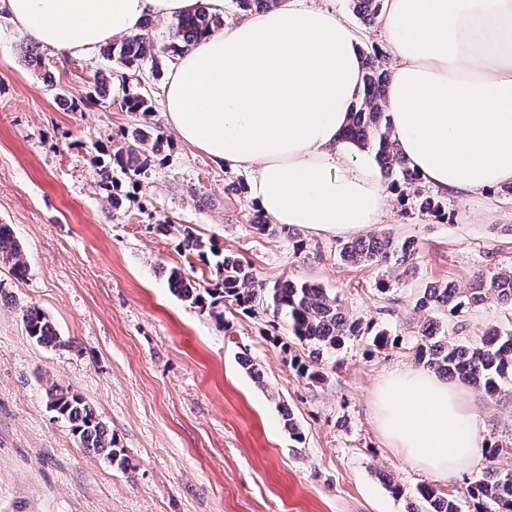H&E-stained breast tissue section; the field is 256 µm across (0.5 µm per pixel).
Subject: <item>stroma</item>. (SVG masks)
<instances>
[{
    "mask_svg": "<svg viewBox=\"0 0 512 512\" xmlns=\"http://www.w3.org/2000/svg\"><path fill=\"white\" fill-rule=\"evenodd\" d=\"M32 41L0 6V224L12 226L29 264L22 279L0 266V512H407L389 482L464 491L479 467L441 481L413 466L388 446L372 401L383 376L417 364L421 289L512 267V198L449 195L445 219L392 200L379 229L416 238L421 251L407 286L386 294L376 289L378 268L337 259L339 238L293 225L258 233L248 172L176 136L145 177L124 184L115 210L97 148H117L135 117L115 92L103 107L74 110L57 100L48 81L77 96L106 62L97 52L44 45L45 68L24 58ZM158 63L155 75L111 69L126 88L146 86L152 120L163 128L171 63ZM158 219L233 252L263 282L322 285L350 316L400 336L401 345L371 354L367 339L348 342L324 381L309 383L291 365L302 347L272 309L228 308L218 321L172 294V269L204 285L218 273L181 251L179 235L156 233ZM24 304L50 318L60 346L25 335ZM502 320L490 294L446 323L450 337L468 340ZM53 385L95 409L124 448L127 469L80 447L47 404ZM281 402L293 409L302 441L285 428Z\"/></svg>",
    "mask_w": 512,
    "mask_h": 512,
    "instance_id": "stroma-1",
    "label": "stroma"
}]
</instances>
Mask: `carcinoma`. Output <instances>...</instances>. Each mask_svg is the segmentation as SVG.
<instances>
[{"label":"carcinoma","instance_id":"carcinoma-1","mask_svg":"<svg viewBox=\"0 0 512 512\" xmlns=\"http://www.w3.org/2000/svg\"><path fill=\"white\" fill-rule=\"evenodd\" d=\"M352 2L357 17L368 25L376 22L384 7V0ZM223 26L224 16L211 12L202 0H197L193 8L175 16L169 28L168 42L160 51L174 60L201 37ZM152 50L151 28L145 22L139 33L106 45L102 53L109 61L138 72L148 59L151 60V68L158 67ZM384 58L386 55L377 48L373 53L364 55L360 99L350 114L344 137L374 153L390 186L403 183L413 188L415 208L420 213L441 216L445 214L442 201L416 187L418 175L399 150L385 101L390 71L382 62ZM111 82L112 72H95L91 88L78 97L70 98L72 108L108 103L107 91ZM123 105L135 114L137 123L131 131L123 134V144L109 153L107 162L103 163L104 167H112L117 172L108 191L114 209L123 204L122 181L137 183L138 177L146 174L151 166V157L141 150V146L150 144L151 152L158 155L169 143L168 135L150 119L153 106L149 93L126 91ZM182 247L197 255L201 262L214 263L220 278L214 287L208 288L191 283L174 269L169 275L172 292L193 307L210 309L219 318L224 316L219 308L226 302L245 312H252L259 305L273 308L276 317L286 324L292 336L307 347L308 358H294L293 367L301 377L312 382L325 379L322 357L349 341L369 337L370 353L393 347L399 342V337L390 335L387 330L375 332L372 326H365L361 320L347 315L337 297L318 284L286 280L269 285L259 281L248 262L224 252L212 242H202L188 229L184 231ZM418 255L419 243L415 238L395 239L384 233L353 238L338 249L342 263L353 266L382 264L388 269L389 279L397 282L412 276ZM2 264L8 266L17 278L28 273L26 257L8 224H0ZM489 293L511 310L509 316L512 317V269L500 270L489 276L480 273L474 276L467 288L439 282L428 285L417 298L415 309L430 313L432 317L424 318L411 350L426 369L458 378L492 399L505 393L512 394V322L490 326L475 339L460 343L448 337L444 324L433 317L436 312L459 317ZM21 320L26 335L37 345H61L51 320L37 306L21 307ZM47 396L50 409L70 424L81 447L111 465L127 469L129 462L125 450L118 447L112 431L82 396L54 387L48 389ZM278 408L289 434L295 440H301L302 431L293 413L282 403ZM484 448L488 465L470 479L462 498L430 484L417 486L411 495L398 484L390 483L388 487L397 496L409 495V512H465L467 503L472 505V512H512V436L505 439L493 428L485 439Z\"/></svg>","mask_w":512,"mask_h":512}]
</instances>
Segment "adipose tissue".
Wrapping results in <instances>:
<instances>
[{
    "instance_id": "obj_1",
    "label": "adipose tissue",
    "mask_w": 512,
    "mask_h": 512,
    "mask_svg": "<svg viewBox=\"0 0 512 512\" xmlns=\"http://www.w3.org/2000/svg\"><path fill=\"white\" fill-rule=\"evenodd\" d=\"M194 0H5L16 22L65 53L89 54ZM394 64L385 98L421 183L460 198L512 183V0H385ZM363 81L360 45L335 11L283 0L183 54L164 88L185 142L247 170L274 223L351 236L383 216L389 189L342 130ZM390 447L448 478L480 458L482 423L464 389L425 370L385 376L374 399Z\"/></svg>"
}]
</instances>
